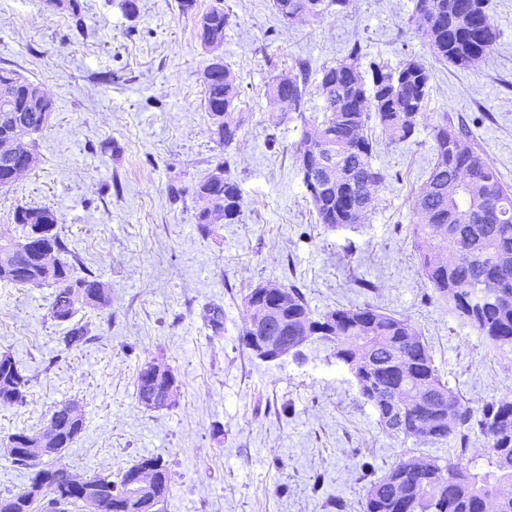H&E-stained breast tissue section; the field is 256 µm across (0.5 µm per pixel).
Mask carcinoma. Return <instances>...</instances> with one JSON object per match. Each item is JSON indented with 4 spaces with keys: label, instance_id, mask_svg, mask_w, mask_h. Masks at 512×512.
<instances>
[{
    "label": "carcinoma",
    "instance_id": "obj_1",
    "mask_svg": "<svg viewBox=\"0 0 512 512\" xmlns=\"http://www.w3.org/2000/svg\"><path fill=\"white\" fill-rule=\"evenodd\" d=\"M279 21L314 19L344 5L345 0H272ZM68 11L73 26H82L78 0H49ZM412 16L435 58L462 70L488 57L500 37L496 24L477 34L474 20L491 16L489 0H413ZM231 14L221 0L197 21L198 37L207 50L224 44ZM360 47L321 70L316 84L320 102L308 111L311 67L298 59L289 69L271 76L268 96L285 106L269 116L277 127L297 121L304 138L295 157L309 159V174L302 179L319 223L330 229L363 223L375 208L376 192L390 180L376 164L378 141L369 133L376 122L381 138L393 145L408 142L417 133V121L426 106L429 74L412 58L391 67L373 61L370 78L359 64ZM204 71L202 107L210 121L212 140L223 150L239 138L247 117L238 111L241 90L224 63L208 62ZM54 110L41 86L13 69L0 67V187L16 180V171L37 158L39 139ZM27 128L17 127L18 115ZM434 158L426 180L412 196L421 221L411 225L417 244L420 273L435 297L499 352H512V190L499 172L473 146L464 122L443 117L432 129ZM171 204L191 198L202 203L194 213L198 231L209 236L240 215L239 183L223 159L203 178L190 185L167 186ZM494 220H488V216ZM14 222L22 227L17 238L0 239V281L19 288L55 289L51 320L67 328L59 344L69 349L86 342L87 325L75 320L78 308H102L109 297L92 274H76L78 258L72 254L50 207L18 206ZM288 303L275 305L274 317L260 318L253 311L256 294L275 299L276 289L259 283L242 298L247 328L242 344L259 358L256 347L278 329L288 326V352L298 358L302 347L316 338L332 349L336 362L352 375L361 398L371 405L383 429L404 441L425 444L450 442L456 453L442 460L402 456L380 478L366 486L363 512H512V398L487 401L480 406L462 402L434 366L428 344L412 322L371 304L338 306L321 314L310 308L301 288L282 285ZM30 378L9 354H0V405L24 403ZM174 371L156 374L155 361L141 363L135 396L147 411L170 409L179 399ZM52 417L58 436L43 442L42 434L23 429L8 436L6 448L21 453L11 462L30 471L26 490L0 495V512H39L32 496L47 481L63 491L59 512H87L84 496L70 487L73 474L58 462L36 470L28 448L71 447L84 430V419L73 404H56ZM488 444L486 465L463 463L471 437ZM154 472L158 502L166 504L171 473L159 456L140 459L116 476L94 474L87 485L99 489L100 512H122L133 476Z\"/></svg>",
    "mask_w": 512,
    "mask_h": 512
}]
</instances>
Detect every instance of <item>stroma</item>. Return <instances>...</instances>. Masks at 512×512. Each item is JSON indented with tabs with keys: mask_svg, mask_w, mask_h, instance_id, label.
Listing matches in <instances>:
<instances>
[{
	"mask_svg": "<svg viewBox=\"0 0 512 512\" xmlns=\"http://www.w3.org/2000/svg\"><path fill=\"white\" fill-rule=\"evenodd\" d=\"M215 0H80L83 32L48 0H0V67L39 83L54 102L37 163L0 188V237L19 235L17 206H49L79 272H92L110 303L82 307L87 343L67 349L49 316L53 290L0 282V353L31 384L24 404L0 406V441L43 430L55 405L74 402L85 428L66 450L70 471L117 474L160 456L172 476L166 512H327L341 500L362 512L368 481L401 455L447 457L451 444L404 443L385 432L348 371L319 343L304 360L251 359L241 347L242 298L265 281L292 282L311 308L369 303L408 318L435 365L470 405L512 394V353L493 350L433 295L410 234L411 196L432 158L443 117L467 123L477 149L512 186V0H491L501 37L466 71L436 61L412 0H347L343 11L282 24L272 0H224L232 20L220 50L249 115L231 151L241 187L238 221L204 237L193 209L166 187L205 176L223 156L201 106L209 57L197 20ZM360 44L361 65L397 66L416 56L429 69V100L415 141L379 145L391 175L364 224H320L294 167L300 123L271 126L272 73L298 57L313 69ZM224 311V328L205 320ZM174 369V408L144 410L139 362Z\"/></svg>",
	"mask_w": 512,
	"mask_h": 512,
	"instance_id": "1",
	"label": "stroma"
}]
</instances>
